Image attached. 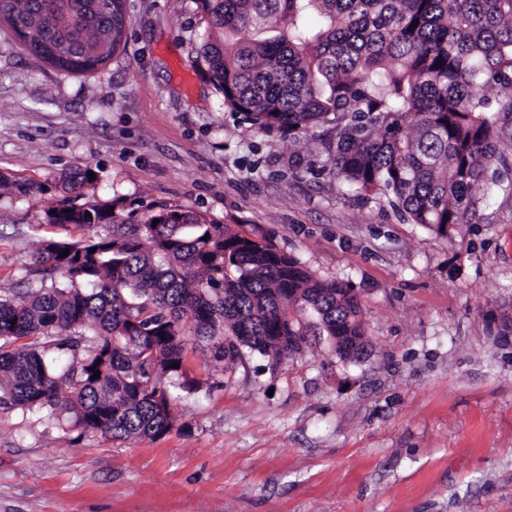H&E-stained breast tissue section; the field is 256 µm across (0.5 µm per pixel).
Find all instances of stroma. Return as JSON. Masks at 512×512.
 Listing matches in <instances>:
<instances>
[{
  "label": "stroma",
  "mask_w": 512,
  "mask_h": 512,
  "mask_svg": "<svg viewBox=\"0 0 512 512\" xmlns=\"http://www.w3.org/2000/svg\"><path fill=\"white\" fill-rule=\"evenodd\" d=\"M127 43L100 70L34 63L0 30V293L26 287L65 170L142 216L184 206L350 285L367 347L326 338L269 368L196 344L160 438L113 440L0 407V512H512V190L447 235L331 171L321 130L268 135L225 110L195 47V0H126Z\"/></svg>",
  "instance_id": "1"
}]
</instances>
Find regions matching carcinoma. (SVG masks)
<instances>
[{"label": "carcinoma", "instance_id": "cac0c4a2", "mask_svg": "<svg viewBox=\"0 0 512 512\" xmlns=\"http://www.w3.org/2000/svg\"><path fill=\"white\" fill-rule=\"evenodd\" d=\"M195 3L208 21L198 58L224 107L295 138L333 126L324 148L336 179L391 198L408 223L446 235L476 212L481 182L500 183L512 0ZM0 27L28 30L37 48L61 42L62 54L30 52L42 65L94 72L122 46L126 0H0ZM91 172L60 176L66 197L46 223L107 232L44 241L39 286L0 295L1 406L46 409L112 439L157 438L176 420L168 380L182 372L189 321L218 363L258 354L275 367L301 352L311 325L364 350L343 284L197 211L157 204L135 221L120 196L80 204ZM60 352L72 362L56 365Z\"/></svg>", "mask_w": 512, "mask_h": 512}]
</instances>
